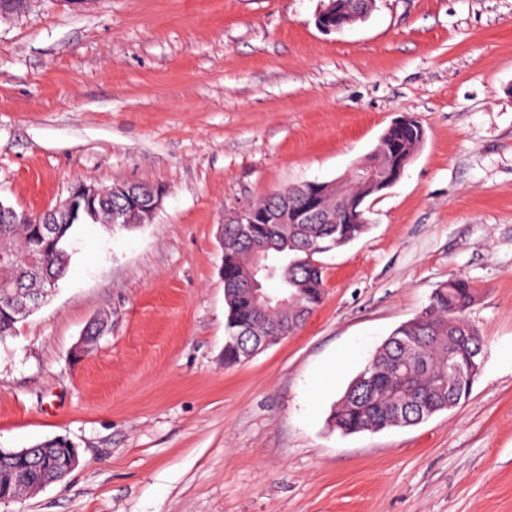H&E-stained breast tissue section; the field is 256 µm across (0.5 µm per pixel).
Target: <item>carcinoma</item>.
Masks as SVG:
<instances>
[{
	"label": "carcinoma",
	"instance_id": "obj_1",
	"mask_svg": "<svg viewBox=\"0 0 512 512\" xmlns=\"http://www.w3.org/2000/svg\"><path fill=\"white\" fill-rule=\"evenodd\" d=\"M419 122L390 130L376 151L394 159L399 147L412 149ZM316 183L272 193L253 204L254 223L240 224L237 215L224 224L225 341L224 366L247 360L255 346L249 330L268 329L279 335H294L307 323L325 297L323 266L318 256L348 245L366 230L365 203L372 197L362 192L353 176L344 181L346 201L337 224H290L288 210L305 206ZM127 207L126 199L112 201L74 224H61L58 238L42 254L41 263H26L35 248L36 225L13 209L0 213V306L11 305L9 294L34 293L44 278L61 280L69 266L67 244L79 224H116L115 216ZM270 260V277L280 282L281 292L265 303L254 297L249 283L256 277V260ZM476 298L475 288L460 276L435 290L428 307L402 323L379 346L372 358L350 382L330 414L334 428L343 434L414 426L448 408L465 403L476 375L448 372V361L466 367L480 363L483 343L467 312ZM417 364L409 379L405 367ZM43 475L33 473L28 481L0 490L19 498L41 484Z\"/></svg>",
	"mask_w": 512,
	"mask_h": 512
}]
</instances>
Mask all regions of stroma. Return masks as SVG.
<instances>
[{
  "label": "stroma",
  "mask_w": 512,
  "mask_h": 512,
  "mask_svg": "<svg viewBox=\"0 0 512 512\" xmlns=\"http://www.w3.org/2000/svg\"><path fill=\"white\" fill-rule=\"evenodd\" d=\"M327 2L0 13V202L37 215L77 182L167 190L150 223L77 226L65 277L0 338V448L64 438L80 457L0 512H512V0H376L331 34ZM404 115L424 142L369 200L368 231L323 255L322 305L225 366V213L347 173ZM456 276L484 340L468 401L331 429L351 379Z\"/></svg>",
  "instance_id": "35a3bbf8"
}]
</instances>
